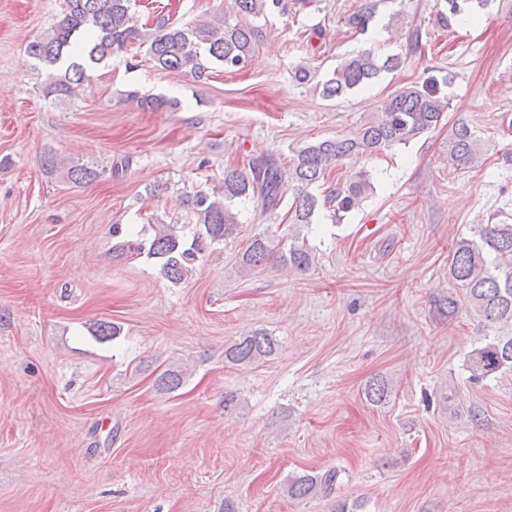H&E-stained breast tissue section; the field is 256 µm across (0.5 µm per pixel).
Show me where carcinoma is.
I'll list each match as a JSON object with an SVG mask.
<instances>
[{
    "mask_svg": "<svg viewBox=\"0 0 512 512\" xmlns=\"http://www.w3.org/2000/svg\"><path fill=\"white\" fill-rule=\"evenodd\" d=\"M133 0H66V10L59 20L37 40L28 45V54L46 69L54 71L64 55L89 44L88 60L71 62L64 76L49 83L47 93L57 98H69L88 79L86 62L98 64L114 53L124 52L142 39L138 18L132 11ZM237 12L259 15L264 11L284 10L283 0H233ZM488 0H436L430 20L443 30L451 31L463 14L484 9ZM379 0H358L357 8L345 18V25L356 34L368 32L374 21ZM258 32L255 28L237 23L230 25L219 20L181 27L168 18L155 24L149 37L146 54L154 65L165 71L190 67L201 71L197 62V47L206 45L208 54L224 63V68H245L255 55ZM427 31L422 24L409 27L406 42L395 55L381 57L367 49L345 58L321 83L322 95L339 97L366 86L382 73L414 66L425 48ZM448 109V98L434 86L407 83L395 89L384 101L380 112L364 122L349 137H336L299 147L283 171L279 158L273 156L253 160L249 170H224L222 189L208 193L198 190L184 199L190 223L196 231L186 240L177 224L159 225L148 241L122 239L112 250L116 257L144 255L156 260L160 274L178 284L195 269L199 255L208 247L218 245L239 234V225L229 205L236 199H253L264 212L280 208L285 191H292L286 216L290 226L311 223L318 206L333 211V216L358 207L371 188L367 172L351 174L342 185L331 190L323 199L310 192L315 184L325 180L338 162L349 158L370 157L382 148L406 144L439 126ZM481 138L470 125L459 120L448 134V163L469 166L480 153ZM99 176L98 171L85 164H73L66 169L65 178L74 185H85ZM288 248L276 249L269 231L258 232L243 241L237 251V269L247 274L255 268L274 262L299 272L312 268L315 255L300 241V234L288 236ZM448 275L463 295L450 293L434 299L436 314L450 321L461 310L481 318L486 330L512 328V224H479L470 237H461L448 255ZM276 352V342L263 330H254L224 349V360L230 364L263 361ZM471 377L477 381L512 374V333L496 334L473 348L466 357ZM180 369H167L156 379V386L167 392L177 390L183 383ZM391 388L382 379H374L365 387V396L372 403L389 397ZM334 469L316 473H301L288 478L284 493L297 500L327 498L336 489Z\"/></svg>",
    "mask_w": 512,
    "mask_h": 512,
    "instance_id": "cac0c4a2",
    "label": "carcinoma"
}]
</instances>
